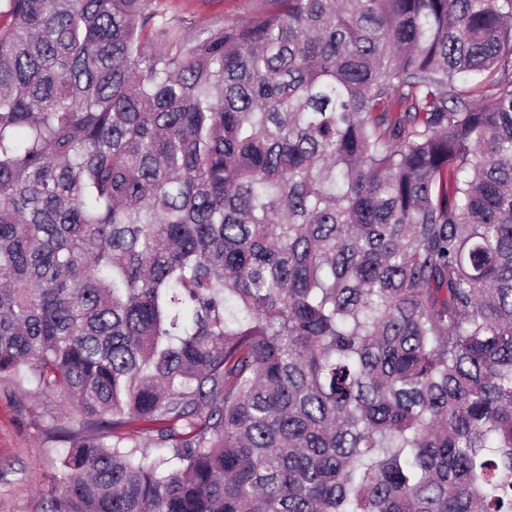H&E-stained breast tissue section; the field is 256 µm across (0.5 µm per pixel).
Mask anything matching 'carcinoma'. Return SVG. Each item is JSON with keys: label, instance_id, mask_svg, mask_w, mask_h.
I'll return each mask as SVG.
<instances>
[{"label": "carcinoma", "instance_id": "carcinoma-1", "mask_svg": "<svg viewBox=\"0 0 512 512\" xmlns=\"http://www.w3.org/2000/svg\"><path fill=\"white\" fill-rule=\"evenodd\" d=\"M265 2L0 0L46 512H512V0ZM176 15L190 32L223 19L245 22L264 7L263 0H175Z\"/></svg>", "mask_w": 512, "mask_h": 512}]
</instances>
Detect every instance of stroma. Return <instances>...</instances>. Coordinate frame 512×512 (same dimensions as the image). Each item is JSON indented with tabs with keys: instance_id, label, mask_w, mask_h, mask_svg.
<instances>
[{
	"instance_id": "35a3bbf8",
	"label": "stroma",
	"mask_w": 512,
	"mask_h": 512,
	"mask_svg": "<svg viewBox=\"0 0 512 512\" xmlns=\"http://www.w3.org/2000/svg\"><path fill=\"white\" fill-rule=\"evenodd\" d=\"M189 30L223 19L249 20L264 0H174ZM79 418L58 397L33 393L28 385L0 377V512H43L48 492L61 477L66 448L58 437L78 429Z\"/></svg>"
}]
</instances>
